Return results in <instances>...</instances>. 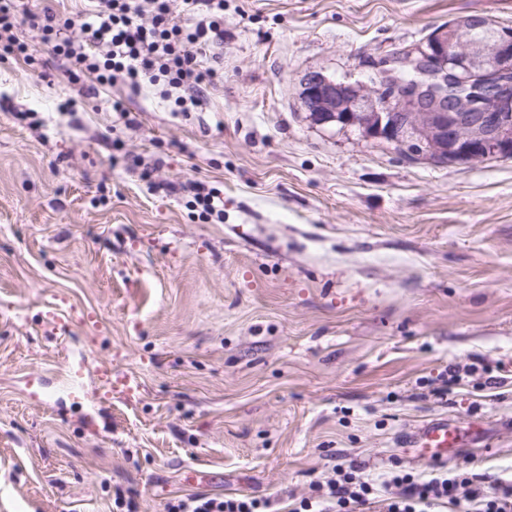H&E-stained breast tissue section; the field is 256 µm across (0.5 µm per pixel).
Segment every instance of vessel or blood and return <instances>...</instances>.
<instances>
[{"label":"vessel or blood","instance_id":"obj_1","mask_svg":"<svg viewBox=\"0 0 512 512\" xmlns=\"http://www.w3.org/2000/svg\"><path fill=\"white\" fill-rule=\"evenodd\" d=\"M117 385L131 392L137 389L138 382L130 376L113 377L108 367L99 371L98 386L104 396H111L113 387ZM478 436V426L463 427L451 419L440 418L411 429L403 439V446L433 465L445 466L455 460L467 442Z\"/></svg>","mask_w":512,"mask_h":512}]
</instances>
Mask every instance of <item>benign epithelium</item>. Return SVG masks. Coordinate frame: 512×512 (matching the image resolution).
<instances>
[{
  "instance_id": "1",
  "label": "benign epithelium",
  "mask_w": 512,
  "mask_h": 512,
  "mask_svg": "<svg viewBox=\"0 0 512 512\" xmlns=\"http://www.w3.org/2000/svg\"><path fill=\"white\" fill-rule=\"evenodd\" d=\"M492 26L482 15H464L434 30L408 54H390L375 63L371 84L336 81L319 71L302 79L301 103L320 125L356 127L364 137L394 143L406 137L419 143L423 152L404 157L418 161L481 162L491 155H512V30L499 27L487 41L463 43L457 34ZM413 69L432 82L446 84L462 73L485 79L482 88L467 102L444 97L427 98L411 89L401 72ZM404 114L395 130L391 113Z\"/></svg>"
}]
</instances>
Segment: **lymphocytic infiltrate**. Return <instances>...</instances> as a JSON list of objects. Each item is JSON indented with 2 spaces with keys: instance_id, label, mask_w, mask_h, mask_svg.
Instances as JSON below:
<instances>
[{
  "instance_id": "obj_1",
  "label": "lymphocytic infiltrate",
  "mask_w": 512,
  "mask_h": 512,
  "mask_svg": "<svg viewBox=\"0 0 512 512\" xmlns=\"http://www.w3.org/2000/svg\"><path fill=\"white\" fill-rule=\"evenodd\" d=\"M85 13L59 15L35 0H0V58L18 57L34 64L39 46L50 47L64 61V75L78 82L89 74L93 98L100 87L125 86L136 95L144 87L156 89L175 111L199 112L209 88L219 82L217 69L207 66L210 50L224 41V0H89ZM30 22L38 39H18L16 29ZM391 490L385 512H433L438 506L465 512H512V479L490 485L439 471L418 480L400 465L370 476L362 467L337 464L331 477L316 482L309 497L294 512H365L381 490ZM271 502L247 495L190 494L174 498L164 512H267Z\"/></svg>"
}]
</instances>
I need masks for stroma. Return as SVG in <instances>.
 <instances>
[{"mask_svg":"<svg viewBox=\"0 0 512 512\" xmlns=\"http://www.w3.org/2000/svg\"><path fill=\"white\" fill-rule=\"evenodd\" d=\"M467 14L512 0H224L205 109L145 92L135 129L59 115L52 54L0 61V512H292L338 463L431 473L399 442L444 417L487 429L463 468L512 476V158L412 162L300 95ZM188 179L223 222L151 188ZM107 365L139 390L103 397ZM182 191H194V204L199 210V217L204 220H224V199L214 188H208L200 181H187L181 184ZM269 499H258L247 495L220 496L210 494H190L174 498L164 505L165 512H266L270 508Z\"/></svg>","mask_w":512,"mask_h":512,"instance_id":"obj_1","label":"stroma"}]
</instances>
